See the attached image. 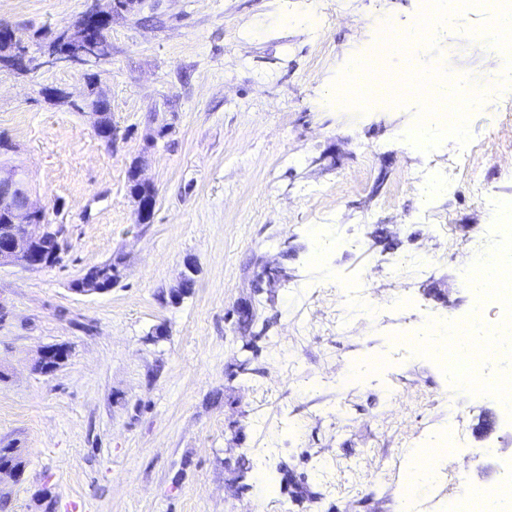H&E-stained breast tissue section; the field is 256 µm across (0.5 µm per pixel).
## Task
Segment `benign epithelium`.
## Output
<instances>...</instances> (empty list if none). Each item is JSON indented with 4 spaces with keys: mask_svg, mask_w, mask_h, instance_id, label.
Listing matches in <instances>:
<instances>
[{
    "mask_svg": "<svg viewBox=\"0 0 512 512\" xmlns=\"http://www.w3.org/2000/svg\"><path fill=\"white\" fill-rule=\"evenodd\" d=\"M112 11L91 8L82 16L78 26L64 29L53 35L50 47L34 50L18 31L6 22H0V36L11 37L13 48L8 56L0 57V71L8 70L30 74L54 64H74L95 66L107 59L112 48L101 40L100 34L109 28ZM94 117V129L105 141L117 144L121 139L118 128L111 124H100L102 113L97 109L88 108ZM0 208L11 213L13 230L8 245L0 247V266L20 263L32 269H39L45 264L44 253L30 256L31 241L45 233L56 241L57 248L50 260L57 261L64 252L61 241V229L51 225L35 223L41 215L43 207L32 201L26 176L15 166L0 168ZM288 280V273L279 269L272 260L265 261V274L260 281L269 295H274L276 288Z\"/></svg>",
    "mask_w": 512,
    "mask_h": 512,
    "instance_id": "1",
    "label": "benign epithelium"
}]
</instances>
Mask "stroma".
I'll list each match as a JSON object with an SVG mask.
<instances>
[{
	"label": "stroma",
	"mask_w": 512,
	"mask_h": 512,
	"mask_svg": "<svg viewBox=\"0 0 512 512\" xmlns=\"http://www.w3.org/2000/svg\"><path fill=\"white\" fill-rule=\"evenodd\" d=\"M316 2L332 19L315 32L302 18ZM94 4L107 0H0V22L41 45ZM381 16L411 27L422 0H140L113 12L98 65L0 71V138L13 146L0 162L24 168L68 244L55 266L0 267V448L25 456L0 512H400L407 491L444 502L504 483L512 425L476 433L496 398L449 386L396 337L424 316L469 313L461 266L493 225L488 198L512 199V140L499 116L471 112L466 140L490 150L423 196L418 179L445 176L459 146L401 137L424 111L417 97L328 104L351 58L374 52ZM493 23L459 11L419 66L483 84L500 63L475 38ZM93 87L117 150L43 94ZM137 157L157 190L147 224L127 190ZM111 259L117 285L73 290ZM267 259L291 275L272 299L254 284ZM189 260L195 284L170 304ZM159 326L169 334L152 341ZM51 345L69 356L44 375L35 364ZM377 355L391 359L385 373L354 375ZM450 423L466 445L440 461V488L408 485V453ZM259 457L272 494L234 493L233 462Z\"/></svg>",
	"instance_id": "1"
}]
</instances>
